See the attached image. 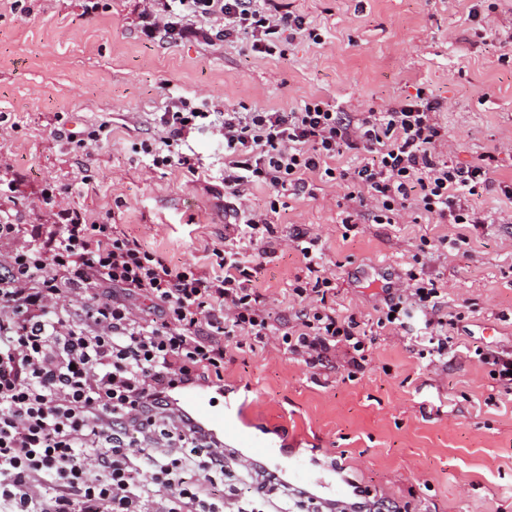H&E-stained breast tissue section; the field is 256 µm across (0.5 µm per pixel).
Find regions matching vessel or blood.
Instances as JSON below:
<instances>
[{
  "label": "vessel or blood",
  "instance_id": "vessel-or-blood-1",
  "mask_svg": "<svg viewBox=\"0 0 512 512\" xmlns=\"http://www.w3.org/2000/svg\"><path fill=\"white\" fill-rule=\"evenodd\" d=\"M213 391L210 385L190 388L180 393L177 403L211 435L222 437L225 447L245 449L247 462L260 460L280 465L289 485L307 491L316 502L348 500V484L341 468H315L305 454H284L280 442L256 429L248 396L227 400L219 408Z\"/></svg>",
  "mask_w": 512,
  "mask_h": 512
}]
</instances>
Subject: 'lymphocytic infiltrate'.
<instances>
[{"instance_id":"obj_1","label":"lymphocytic infiltrate","mask_w":512,"mask_h":512,"mask_svg":"<svg viewBox=\"0 0 512 512\" xmlns=\"http://www.w3.org/2000/svg\"><path fill=\"white\" fill-rule=\"evenodd\" d=\"M143 0L146 39L223 41L242 34L256 53L275 55L283 34L320 43L304 15L285 0ZM222 19L219 28L194 18ZM439 101L415 99L380 112L348 114L317 98L292 110H206L178 98L159 123L160 142L140 152L160 169L191 159L180 146L193 131L216 130L224 141V193L238 200L237 236L271 234L272 214L308 175L345 182L371 203L373 223L392 224L412 211L443 224L486 220L469 197L497 187L512 201V183H493L491 164L460 167L438 146ZM362 159L337 166L344 151ZM252 184L269 192L266 208L242 205ZM308 278L296 280L292 318L263 304L241 252L213 248L210 272L172 265L116 224L90 222L80 210L56 221L14 223L0 211V503L9 512H224V478L240 470L256 498L283 487L280 475L238 460L171 403L194 383L224 381L235 339L274 345L307 365L331 355L363 356L359 322L329 304L333 291L321 252L295 236ZM436 282L410 269L388 291L376 325L407 331L410 312L426 330L421 356L448 360V316Z\"/></svg>"}]
</instances>
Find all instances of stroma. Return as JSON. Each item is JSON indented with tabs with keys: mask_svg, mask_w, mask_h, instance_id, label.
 Listing matches in <instances>:
<instances>
[{
	"mask_svg": "<svg viewBox=\"0 0 512 512\" xmlns=\"http://www.w3.org/2000/svg\"><path fill=\"white\" fill-rule=\"evenodd\" d=\"M321 35L296 34L283 57L246 38L154 44L140 33V0H0V210L51 224L75 208L122 225L169 263L208 270L214 246L236 244L267 307L289 314V288L307 277L295 233L316 238L336 312L371 336L359 364L336 356L316 370L283 350H233L224 385L249 389L254 414L285 451L337 462L367 499L401 512H512V388L485 359L512 354V202L475 205L479 227L404 214L373 224L349 185L310 177L273 215L262 244L235 241L224 200V145L209 131L182 150L194 169H152L135 146L157 140L160 112L182 96L215 110L295 107L317 97L346 112L382 111L425 89L454 164L492 157V181H512V59L488 31H512V0H290ZM477 11L471 19L469 11ZM107 124L85 148L65 133ZM55 189L54 203L42 195ZM448 295L455 355L429 362L377 327L384 284L412 266Z\"/></svg>",
	"mask_w": 512,
	"mask_h": 512,
	"instance_id": "35a3bbf8",
	"label": "stroma"
}]
</instances>
